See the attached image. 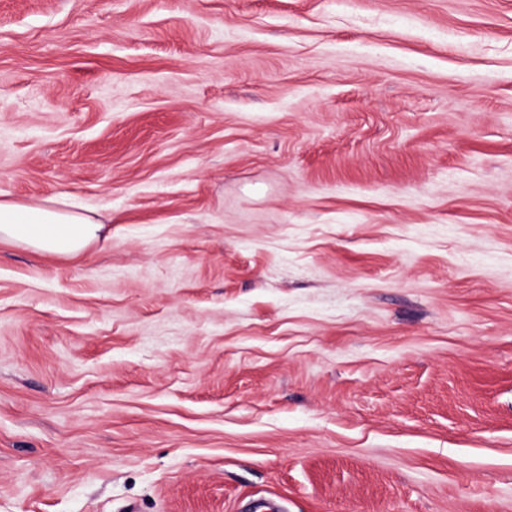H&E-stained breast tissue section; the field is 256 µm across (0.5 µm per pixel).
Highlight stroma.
Returning a JSON list of instances; mask_svg holds the SVG:
<instances>
[{
	"label": "stroma",
	"instance_id": "1",
	"mask_svg": "<svg viewBox=\"0 0 512 512\" xmlns=\"http://www.w3.org/2000/svg\"><path fill=\"white\" fill-rule=\"evenodd\" d=\"M0 512H512V0H0ZM104 220L66 197L27 205L0 200V240L37 253L77 256L98 241Z\"/></svg>",
	"mask_w": 512,
	"mask_h": 512
}]
</instances>
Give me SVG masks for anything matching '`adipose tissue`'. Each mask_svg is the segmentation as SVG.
Here are the masks:
<instances>
[{
    "instance_id": "adipose-tissue-1",
    "label": "adipose tissue",
    "mask_w": 512,
    "mask_h": 512,
    "mask_svg": "<svg viewBox=\"0 0 512 512\" xmlns=\"http://www.w3.org/2000/svg\"><path fill=\"white\" fill-rule=\"evenodd\" d=\"M103 228L101 216L65 197L35 205L0 200V240L38 253L80 255L100 239Z\"/></svg>"
}]
</instances>
